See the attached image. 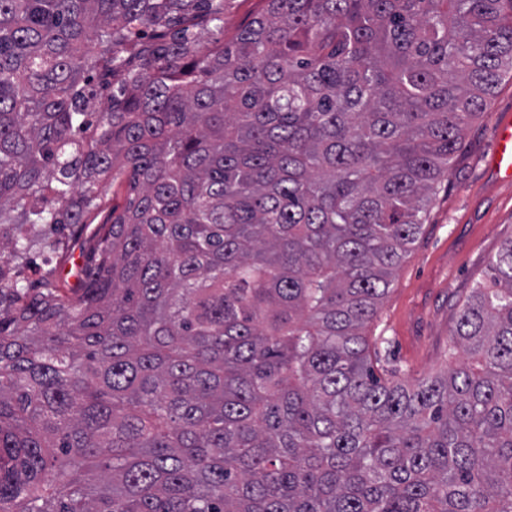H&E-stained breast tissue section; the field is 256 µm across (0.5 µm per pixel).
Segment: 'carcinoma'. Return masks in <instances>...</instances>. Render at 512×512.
Returning a JSON list of instances; mask_svg holds the SVG:
<instances>
[{"instance_id": "cac0c4a2", "label": "carcinoma", "mask_w": 512, "mask_h": 512, "mask_svg": "<svg viewBox=\"0 0 512 512\" xmlns=\"http://www.w3.org/2000/svg\"><path fill=\"white\" fill-rule=\"evenodd\" d=\"M227 2L0 0V512H512V237L461 360L396 381L364 333L512 0H266L214 44ZM37 224L89 231L77 287H19Z\"/></svg>"}]
</instances>
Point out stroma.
I'll list each match as a JSON object with an SVG mask.
<instances>
[{"label": "stroma", "instance_id": "stroma-1", "mask_svg": "<svg viewBox=\"0 0 512 512\" xmlns=\"http://www.w3.org/2000/svg\"><path fill=\"white\" fill-rule=\"evenodd\" d=\"M512 116V77L493 89L467 126L459 151L434 190L423 228L395 271L390 292L365 333L379 338L380 364L401 380L432 375L456 356L448 331L488 261L512 237V183L487 166L498 122ZM63 251L33 248L20 266L33 287L73 286L82 240L64 233Z\"/></svg>", "mask_w": 512, "mask_h": 512}]
</instances>
